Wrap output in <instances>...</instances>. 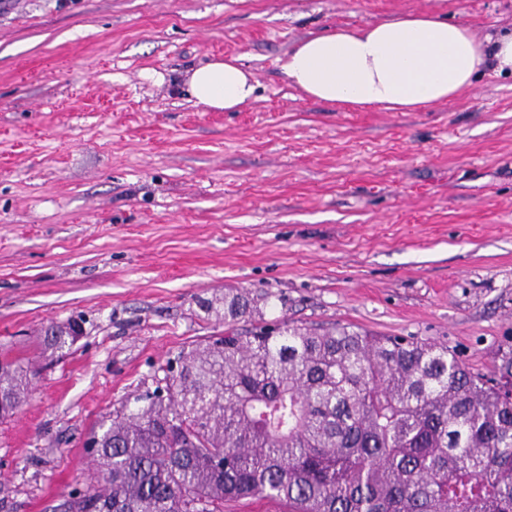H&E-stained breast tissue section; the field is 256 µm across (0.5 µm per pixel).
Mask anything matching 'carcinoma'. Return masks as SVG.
I'll use <instances>...</instances> for the list:
<instances>
[{
  "label": "carcinoma",
  "mask_w": 512,
  "mask_h": 512,
  "mask_svg": "<svg viewBox=\"0 0 512 512\" xmlns=\"http://www.w3.org/2000/svg\"><path fill=\"white\" fill-rule=\"evenodd\" d=\"M275 295L224 292V333L168 364L92 431L65 512H512V348L488 377L445 345L246 319ZM29 366L0 356V416Z\"/></svg>",
  "instance_id": "carcinoma-1"
}]
</instances>
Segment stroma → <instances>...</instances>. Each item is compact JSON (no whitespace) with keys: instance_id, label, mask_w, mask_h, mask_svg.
<instances>
[{"instance_id":"stroma-1","label":"stroma","mask_w":512,"mask_h":512,"mask_svg":"<svg viewBox=\"0 0 512 512\" xmlns=\"http://www.w3.org/2000/svg\"><path fill=\"white\" fill-rule=\"evenodd\" d=\"M407 12L512 27V0H0V353L85 320L0 422V512H48L91 467L88 431L223 331L200 303L228 288L493 371L512 347V78L388 112L302 97L281 69L311 35ZM225 56L258 80L236 112L184 85Z\"/></svg>"}]
</instances>
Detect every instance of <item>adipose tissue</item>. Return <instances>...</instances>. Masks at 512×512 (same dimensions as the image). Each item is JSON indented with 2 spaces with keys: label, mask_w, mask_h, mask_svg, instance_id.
I'll return each instance as SVG.
<instances>
[{
  "label": "adipose tissue",
  "mask_w": 512,
  "mask_h": 512,
  "mask_svg": "<svg viewBox=\"0 0 512 512\" xmlns=\"http://www.w3.org/2000/svg\"><path fill=\"white\" fill-rule=\"evenodd\" d=\"M282 70L317 101L409 112L460 96L485 73L512 77V30L480 39L470 25L445 16L406 14L306 38L291 48ZM186 85L198 103L224 112L250 104L258 90L236 57L193 69Z\"/></svg>",
  "instance_id": "ef3b65f1"
}]
</instances>
